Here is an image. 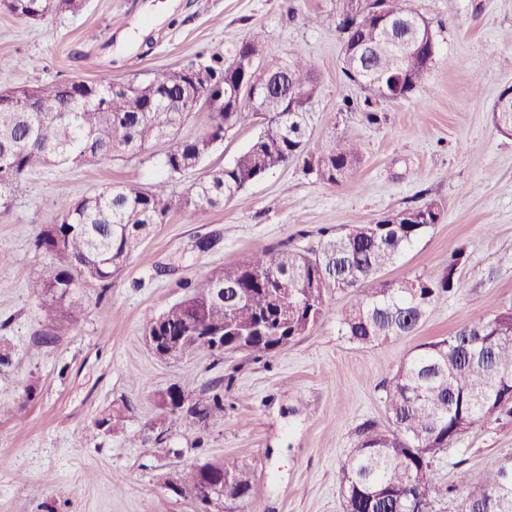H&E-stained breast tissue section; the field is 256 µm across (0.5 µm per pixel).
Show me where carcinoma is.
Instances as JSON below:
<instances>
[{"instance_id":"obj_1","label":"carcinoma","mask_w":512,"mask_h":512,"mask_svg":"<svg viewBox=\"0 0 512 512\" xmlns=\"http://www.w3.org/2000/svg\"><path fill=\"white\" fill-rule=\"evenodd\" d=\"M368 0H357V26L347 38L354 45L376 44L380 34L367 11ZM85 0H0V6L25 21L49 13H77ZM273 74L290 70L298 84L313 82L309 61L291 64L265 62ZM362 80L378 82L407 72L408 94L425 90L429 70L421 69L416 55L378 47ZM163 84L153 112L144 111L143 84L112 101L109 80L77 84L67 94H49L28 109L25 89L15 90L9 109H0V191L12 188L28 172L53 164L55 151L63 162L134 157L146 146L165 144L162 159L166 179L153 191L109 187L92 196L59 201L56 217L35 239V247L56 255L50 269L29 274L33 293L44 297L43 315L60 328L78 289L93 282L110 283L139 252L154 228L173 209L168 180L191 168L208 153L221 133L257 119L262 131L233 164L195 183L181 215L194 224L208 210L235 196L254 175L303 160L306 173L330 184L347 183L361 162L358 140L350 136L339 147L317 159L303 156V113L288 111V88L271 91L261 112H233V79L226 76L224 57L213 56L197 82H181L161 73ZM223 86V99L208 95ZM207 105L213 110L210 132L178 137L189 113ZM418 218L410 224H342L321 229L318 251H265L236 263L209 270L198 282L183 285L181 300L146 318L145 330L162 339L207 336L224 330V344L237 351L267 355L274 345L293 341L313 330L332 309L333 290H349L356 301L338 321V332L351 343L374 345L392 337L410 336L421 325L429 307L462 287L457 270L464 253L453 252L436 278L414 275L365 284L395 264L404 252L442 218L435 202L403 210ZM224 295L215 294V289ZM182 391L172 385L160 394L162 410L157 425L170 420L207 425L224 416L220 392L190 399L178 410L168 398ZM385 407L392 429L365 421L355 430L356 443L340 468L344 512H431V494L437 474L435 459L478 423L494 416H512V309L480 317L445 337L425 342L399 365L383 384ZM224 474L236 476L222 512H246L252 484L245 467L226 458ZM182 491L190 494L204 481L191 468L180 476ZM465 499L471 512H512V471L495 462L485 469L481 486Z\"/></svg>"}]
</instances>
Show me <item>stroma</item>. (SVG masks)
<instances>
[{"label":"stroma","mask_w":512,"mask_h":512,"mask_svg":"<svg viewBox=\"0 0 512 512\" xmlns=\"http://www.w3.org/2000/svg\"><path fill=\"white\" fill-rule=\"evenodd\" d=\"M439 50L426 91L377 100L378 123L358 105L363 86L343 70L342 39L328 17L343 0H86L77 13L27 22L0 8V57L41 65L0 68V90L68 80L147 82L241 41L263 56L301 55L316 90L305 114L306 151L316 156L348 131L362 159L352 184L329 185L292 162L269 171L185 223L172 210L109 288L81 289L77 312L56 343L27 274L54 264L36 249L40 228L60 198L79 199L108 186L147 191L161 176L162 150L131 159L52 165L26 175L0 197V512H196L188 495L166 487L176 471L199 462H242L253 485L248 512H343L340 466L356 427L387 426L382 384L423 342L480 316L512 308V134L497 129L492 109L512 88V0H413ZM259 125L228 130L194 169L172 179L182 199L213 170L230 165L255 140ZM436 202L442 218L383 276H439L455 250L465 252L464 283L428 311L420 328L375 346L350 343L338 319L353 296H331V314L312 331L268 355L197 351L158 358L145 336L148 314L180 299L183 282L211 268L269 249L319 250L322 227L369 224ZM216 245L200 251L199 240ZM200 396L224 394V419L205 427L173 425L166 445L147 442L157 398L172 385ZM123 409L124 427L96 423ZM512 459V417L480 424L436 461L432 512H457L449 492L460 470L468 490L488 464Z\"/></svg>","instance_id":"obj_1"}]
</instances>
